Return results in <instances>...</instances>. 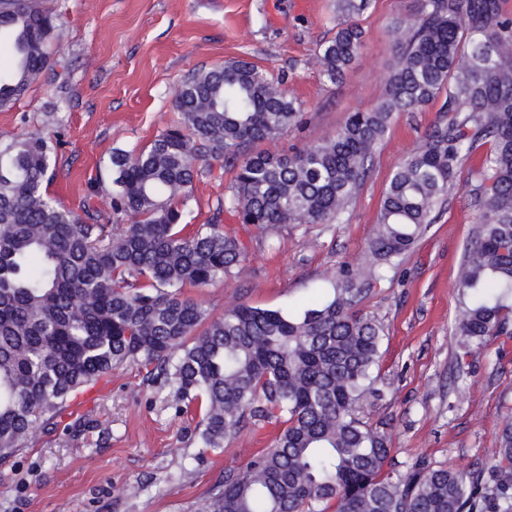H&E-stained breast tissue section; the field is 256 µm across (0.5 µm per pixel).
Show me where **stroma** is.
I'll return each instance as SVG.
<instances>
[{
  "instance_id": "stroma-1",
  "label": "stroma",
  "mask_w": 512,
  "mask_h": 512,
  "mask_svg": "<svg viewBox=\"0 0 512 512\" xmlns=\"http://www.w3.org/2000/svg\"><path fill=\"white\" fill-rule=\"evenodd\" d=\"M58 17L48 48L57 65L11 109L0 135L58 128L54 179L47 192L69 207L90 194L113 150L142 148L176 117L173 96L193 71L245 59L281 78L304 103L301 129L268 143L303 149L335 136L349 112L386 93L396 50L394 26L413 0H372L357 15L365 31L357 62L327 81L318 47L343 16L336 0H47ZM438 117L437 105L396 113L372 170L339 224L282 231L276 244L225 215L224 227L247 247L241 274L184 294L212 315L240 303L270 309L300 304L311 289L331 291L364 253L393 167L416 148ZM197 177L184 210L206 223L228 193L219 163ZM471 186L452 196L434 224L364 301L384 327L382 401L363 414L383 423L398 461L467 473L486 467L496 434L512 420V336H493L460 356L455 287L478 224ZM197 420L178 412L167 390L139 364L113 369L76 413L38 433L0 464V512H197L229 468L272 445L276 426L244 429L221 448L198 444ZM192 481L181 478L183 469Z\"/></svg>"
}]
</instances>
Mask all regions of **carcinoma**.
I'll return each instance as SVG.
<instances>
[{
  "label": "carcinoma",
  "mask_w": 512,
  "mask_h": 512,
  "mask_svg": "<svg viewBox=\"0 0 512 512\" xmlns=\"http://www.w3.org/2000/svg\"><path fill=\"white\" fill-rule=\"evenodd\" d=\"M348 20L320 45L330 82L355 63L363 32L349 17L371 0H336ZM400 22L386 95L347 117L336 136L292 153L260 145L296 127L302 103L245 60L189 74L178 119L140 151L112 152L94 193L67 208L46 191L52 140H0V463L26 447L112 369L128 361L162 379L199 416V444L222 448L240 430L278 427L273 446L224 472L200 512H512V424L488 467L468 474L403 468L360 409L380 401L374 370L385 336L363 311L369 287L409 251L480 166L479 227L465 248L455 324L468 354L512 335V18L501 0H415ZM56 29L43 0H0V110L52 69ZM444 102L421 145L391 173L363 258L333 294L301 311L238 304L213 317L183 295L239 274L242 243L224 211L264 240L292 224H339L367 179L397 112ZM215 160L234 172L211 219L181 224L193 182Z\"/></svg>",
  "instance_id": "obj_1"
}]
</instances>
